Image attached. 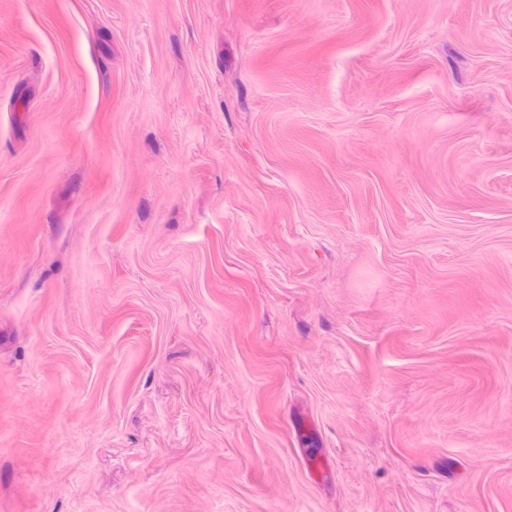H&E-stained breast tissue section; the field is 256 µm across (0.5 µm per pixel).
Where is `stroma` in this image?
<instances>
[{
    "instance_id": "1",
    "label": "stroma",
    "mask_w": 512,
    "mask_h": 512,
    "mask_svg": "<svg viewBox=\"0 0 512 512\" xmlns=\"http://www.w3.org/2000/svg\"><path fill=\"white\" fill-rule=\"evenodd\" d=\"M0 512H512V0H0Z\"/></svg>"
}]
</instances>
